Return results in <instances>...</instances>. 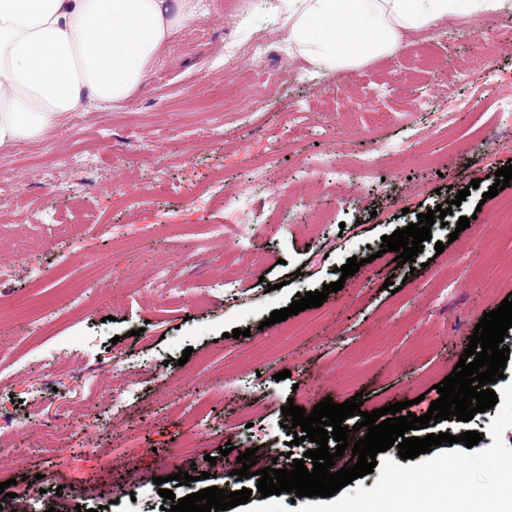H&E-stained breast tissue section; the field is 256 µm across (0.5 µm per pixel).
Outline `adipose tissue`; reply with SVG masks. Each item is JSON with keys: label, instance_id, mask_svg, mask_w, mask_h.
I'll use <instances>...</instances> for the list:
<instances>
[{"label": "adipose tissue", "instance_id": "ef3b65f1", "mask_svg": "<svg viewBox=\"0 0 512 512\" xmlns=\"http://www.w3.org/2000/svg\"><path fill=\"white\" fill-rule=\"evenodd\" d=\"M512 0H281L288 48L326 69L391 53L406 32ZM204 0H0V152L40 139L70 113L111 111L148 77L176 30L207 14ZM442 498L392 485L384 499L342 512H512V496L476 501L449 467Z\"/></svg>", "mask_w": 512, "mask_h": 512}]
</instances>
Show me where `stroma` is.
I'll return each instance as SVG.
<instances>
[{
  "mask_svg": "<svg viewBox=\"0 0 512 512\" xmlns=\"http://www.w3.org/2000/svg\"><path fill=\"white\" fill-rule=\"evenodd\" d=\"M265 34L260 63L242 47ZM266 69L281 79L261 96ZM458 71L468 80L454 81ZM511 160L512 9L453 15L393 54L325 70L289 54L279 0L232 11L209 0L124 104L71 113L0 153V483L17 481L0 512H161L157 478L179 499L198 490L175 481L181 471L253 488L234 471L258 446V468L312 466L310 442L288 443L290 402L309 411L358 395L366 412L408 400L427 413L482 315L512 295V183L483 197ZM316 164L338 173L308 177ZM464 188L414 264L381 252L382 236ZM272 193L282 209L264 207ZM209 224L236 225L234 238L208 239ZM351 257L359 271L339 278ZM161 273L180 297L158 288ZM338 280L322 306L265 325L296 294ZM236 328L251 334L232 338ZM494 391L492 409L431 427L479 432L477 445L378 453L331 503L377 495L398 476L444 493L436 475L451 462L468 466L471 498L511 492L512 377ZM225 444L234 450L223 456Z\"/></svg>",
  "mask_w": 512,
  "mask_h": 512,
  "instance_id": "obj_1",
  "label": "stroma"
}]
</instances>
